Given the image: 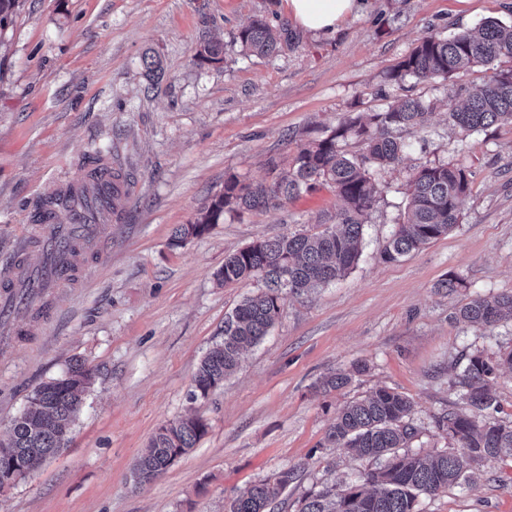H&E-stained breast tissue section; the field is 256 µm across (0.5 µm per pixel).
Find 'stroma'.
Here are the masks:
<instances>
[{
  "mask_svg": "<svg viewBox=\"0 0 512 512\" xmlns=\"http://www.w3.org/2000/svg\"><path fill=\"white\" fill-rule=\"evenodd\" d=\"M281 0H19L0 37V277L29 247L32 216L87 155L111 158L130 185L82 276L31 300L0 324V439L41 383L71 360L93 384L60 452L0 490V512H224L246 487L296 473L277 512H298L322 486L352 484L371 459L326 447L337 412L386 387L411 398L410 444L436 455L453 442L435 420L465 404L451 380L467 356L496 361L512 349V322L476 327L455 311L478 296L512 292V125L468 131L449 105L492 72L500 56L431 83L388 82L387 72L429 34L445 36L488 18L512 22V0H360L335 36L292 26ZM263 17L290 40L271 57L246 55L240 29ZM209 39L224 61L199 65ZM160 59L151 83L143 55ZM433 103L420 130L398 131L409 148L376 177L378 200L362 254L343 279L287 296L275 326L207 397L190 400L193 375L224 338V318L259 291L257 281L218 285L227 254L335 220L339 202L319 185L276 209L226 217L181 247L175 227L194 221L228 176L268 179L267 162L292 158L347 118L398 97ZM463 165L468 190L448 235L392 263L380 253L403 222L414 172ZM461 288H442L444 279ZM347 371L324 394L320 380ZM192 414L206 434L146 484L133 474L163 424ZM420 512H512V458L480 467L470 486L421 497Z\"/></svg>",
  "mask_w": 512,
  "mask_h": 512,
  "instance_id": "35a3bbf8",
  "label": "stroma"
}]
</instances>
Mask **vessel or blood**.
I'll return each mask as SVG.
<instances>
[{
    "label": "vessel or blood",
    "mask_w": 512,
    "mask_h": 512,
    "mask_svg": "<svg viewBox=\"0 0 512 512\" xmlns=\"http://www.w3.org/2000/svg\"><path fill=\"white\" fill-rule=\"evenodd\" d=\"M97 168L98 178L82 177L59 188V195L68 202L64 218H57L50 210L44 212L41 221L49 232L37 241L42 260L37 264L22 262L15 267L8 281L10 290L0 296V304L10 305L16 288L32 283L54 288L77 279L80 267L72 258L74 248L98 235L101 221L112 215V198L128 192L124 180L113 178L111 161L101 160Z\"/></svg>",
    "instance_id": "obj_1"
}]
</instances>
